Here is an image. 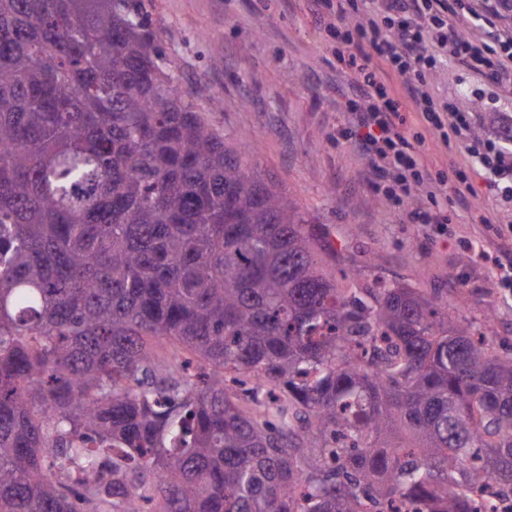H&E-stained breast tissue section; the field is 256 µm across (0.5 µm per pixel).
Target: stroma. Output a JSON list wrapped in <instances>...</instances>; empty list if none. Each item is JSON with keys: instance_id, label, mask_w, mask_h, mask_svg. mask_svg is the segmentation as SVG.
Masks as SVG:
<instances>
[{"instance_id": "stroma-1", "label": "stroma", "mask_w": 512, "mask_h": 512, "mask_svg": "<svg viewBox=\"0 0 512 512\" xmlns=\"http://www.w3.org/2000/svg\"><path fill=\"white\" fill-rule=\"evenodd\" d=\"M164 26L163 48L184 89L199 97L207 118L245 155L255 156L313 223L323 225L345 265L366 278L411 283L488 322L494 351L512 354V292L499 288L494 258L498 231L512 223V202L488 186L465 149L422 132L421 159L448 179L446 234L414 224L406 211L377 205L363 157L338 133L345 124L350 77L336 67V41L314 0H146ZM224 46L222 58L211 53ZM428 89L478 115L512 108V88L494 84L460 62L437 68ZM464 193H456L458 182Z\"/></svg>"}]
</instances>
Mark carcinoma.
I'll use <instances>...</instances> for the list:
<instances>
[{
	"instance_id": "cac0c4a2",
	"label": "carcinoma",
	"mask_w": 512,
	"mask_h": 512,
	"mask_svg": "<svg viewBox=\"0 0 512 512\" xmlns=\"http://www.w3.org/2000/svg\"><path fill=\"white\" fill-rule=\"evenodd\" d=\"M144 0H0V512H477L512 355L204 117ZM182 346L155 361L152 341Z\"/></svg>"
}]
</instances>
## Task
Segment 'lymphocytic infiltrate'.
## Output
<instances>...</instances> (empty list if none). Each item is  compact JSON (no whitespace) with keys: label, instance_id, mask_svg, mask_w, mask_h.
I'll return each mask as SVG.
<instances>
[{"label":"lymphocytic infiltrate","instance_id":"f902f5d3","mask_svg":"<svg viewBox=\"0 0 512 512\" xmlns=\"http://www.w3.org/2000/svg\"><path fill=\"white\" fill-rule=\"evenodd\" d=\"M328 13L347 19L339 28L328 26L336 40V61L354 74L345 101L347 122L340 135L352 143L369 172L382 179L383 195L402 207L414 192H425L431 206L411 214L415 223L445 232L448 195L445 176H425L419 147L421 135L407 126L406 111L420 113L436 133L453 129L456 144L464 146L489 173L490 184L505 200H512V115H502L493 136H476L474 113L460 110L454 100L440 101L428 91L427 78L438 65L471 61L488 70L499 85H512V32L497 23L512 13V0H471L465 9L473 26L490 30L476 41L456 24V8L448 0H317ZM404 77L403 101L390 98L382 81L383 69Z\"/></svg>","mask_w":512,"mask_h":512}]
</instances>
